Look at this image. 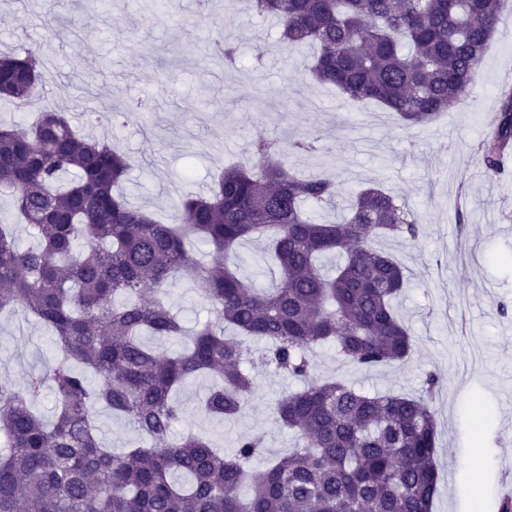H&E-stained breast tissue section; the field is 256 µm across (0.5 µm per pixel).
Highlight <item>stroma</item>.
Instances as JSON below:
<instances>
[{
  "label": "stroma",
  "instance_id": "35a3bbf8",
  "mask_svg": "<svg viewBox=\"0 0 512 512\" xmlns=\"http://www.w3.org/2000/svg\"><path fill=\"white\" fill-rule=\"evenodd\" d=\"M159 0H111L106 14L85 0H0V52L41 41L48 58L44 97L70 113L81 132L87 116L111 103L145 99L148 111L107 134L131 155L125 184L130 203L174 220L176 203L207 192L225 165L247 159L256 137L289 145L316 135L317 154L288 153L303 173L331 176L342 195L379 186L405 200L420 217L417 242L381 240L407 279L395 303L415 341L402 365L365 373L318 348L321 375L366 392L419 394L426 373L441 380L433 402L438 426L439 492L432 512H501L512 487V168L491 177L479 161L480 143L498 108L497 93L512 88V0H504L498 29L457 107L433 124L408 127L384 106L350 104L337 89L313 81L314 54L278 49L276 23L258 19L247 0H180L177 11L152 16ZM60 20L54 32L38 21ZM238 38L233 69L213 62L211 40ZM267 49L258 56L257 46ZM53 357L47 329L24 309L0 317V377L23 385ZM209 386L200 376L181 388L179 433L208 435L225 451L237 438H260L266 456L291 448L273 403L296 389L291 378L256 372L242 417L220 422L199 402Z\"/></svg>",
  "mask_w": 512,
  "mask_h": 512
}]
</instances>
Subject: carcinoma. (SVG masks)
<instances>
[{
	"label": "carcinoma",
	"mask_w": 512,
	"mask_h": 512,
	"mask_svg": "<svg viewBox=\"0 0 512 512\" xmlns=\"http://www.w3.org/2000/svg\"><path fill=\"white\" fill-rule=\"evenodd\" d=\"M501 0H251L258 18L281 24L280 46L316 45L314 81L353 104L376 101L406 126L432 123L459 105L482 65ZM224 66L238 45L213 44ZM41 49L0 54V100L33 104ZM103 109L109 125L143 112ZM512 152V92L502 94L482 143L487 171ZM248 153L256 168L224 169L207 195L183 198L173 224L131 205L122 184L132 160L108 139L81 135L46 106L28 131L0 125V191L34 243L22 249L0 224V315L25 309L52 331L53 361L23 388L0 379V512H432L437 493L435 412L422 397L367 393L316 375L312 354L331 345L363 372L405 363L413 338L393 306L403 268L378 246L414 243L417 215L369 187L338 202L335 182L300 176L274 138ZM308 202L341 210L321 224ZM200 238L206 258L187 242ZM269 240L279 283L241 272L240 247ZM187 279L214 320L187 328L168 288ZM179 345L159 353L143 342ZM263 341L267 370L301 387L274 411L295 441L258 468L263 443L242 436L225 455L202 434L174 437L183 408L176 388L213 379L202 408L218 421L245 411L255 392L246 341ZM54 391L48 422L35 410ZM121 418L136 433L108 448L97 418Z\"/></svg>",
	"instance_id": "1"
}]
</instances>
